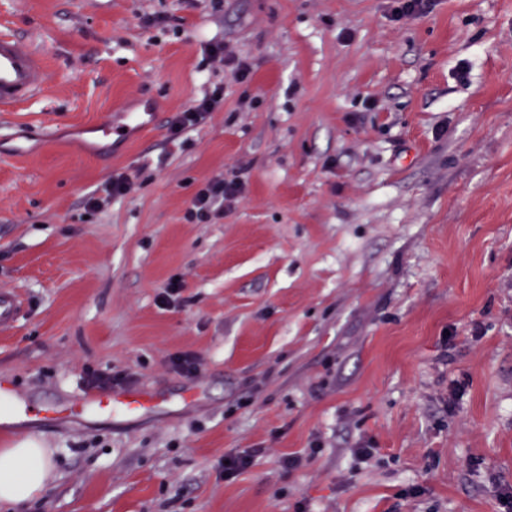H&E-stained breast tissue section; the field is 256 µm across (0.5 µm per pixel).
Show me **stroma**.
I'll use <instances>...</instances> for the list:
<instances>
[{
    "mask_svg": "<svg viewBox=\"0 0 512 512\" xmlns=\"http://www.w3.org/2000/svg\"><path fill=\"white\" fill-rule=\"evenodd\" d=\"M223 2L0 0L49 86L0 111V289L26 304L0 376L30 407L0 448L34 438L54 466L0 512H506L512 0L399 21L395 0ZM152 12L168 27L143 29ZM221 41L247 80L212 71ZM214 82L223 106L171 140ZM148 106V131H93ZM118 173L134 191L88 208ZM218 176L242 197L188 222ZM183 352L198 377L172 368ZM89 370L158 400L70 416ZM250 448L225 480V454ZM259 453H261L260 449L251 448L241 453L225 454L224 478L227 480L235 478L239 473L251 467ZM225 461H229V464H225Z\"/></svg>",
    "mask_w": 512,
    "mask_h": 512,
    "instance_id": "35a3bbf8",
    "label": "stroma"
}]
</instances>
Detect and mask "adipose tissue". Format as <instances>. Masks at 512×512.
<instances>
[{
  "instance_id": "ef3b65f1",
  "label": "adipose tissue",
  "mask_w": 512,
  "mask_h": 512,
  "mask_svg": "<svg viewBox=\"0 0 512 512\" xmlns=\"http://www.w3.org/2000/svg\"><path fill=\"white\" fill-rule=\"evenodd\" d=\"M51 477V460L37 440L0 448V502L25 503L46 490Z\"/></svg>"
}]
</instances>
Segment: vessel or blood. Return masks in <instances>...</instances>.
<instances>
[{
	"mask_svg": "<svg viewBox=\"0 0 512 512\" xmlns=\"http://www.w3.org/2000/svg\"><path fill=\"white\" fill-rule=\"evenodd\" d=\"M47 73L44 58L35 50L22 49L14 36L0 35V107L8 108L27 102L35 95L45 93ZM154 115L150 112H129L124 123L104 122L97 131L102 137L122 136L127 125L136 124L151 128ZM22 312L18 293L0 290V333L12 329ZM153 399L152 394L140 389H127L108 398H95L94 406L100 409L118 408L128 414L145 409Z\"/></svg>",
	"mask_w": 512,
	"mask_h": 512,
	"instance_id": "1",
	"label": "vessel or blood"
}]
</instances>
